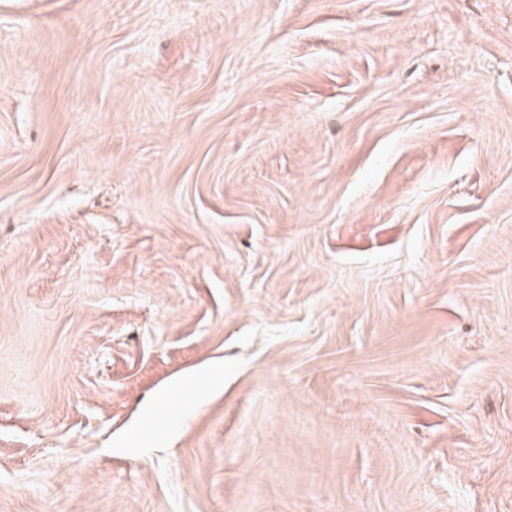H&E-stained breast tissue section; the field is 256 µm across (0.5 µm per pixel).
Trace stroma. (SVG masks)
<instances>
[{
    "label": "stroma",
    "instance_id": "stroma-1",
    "mask_svg": "<svg viewBox=\"0 0 512 512\" xmlns=\"http://www.w3.org/2000/svg\"><path fill=\"white\" fill-rule=\"evenodd\" d=\"M0 512H512V0H0Z\"/></svg>",
    "mask_w": 512,
    "mask_h": 512
}]
</instances>
